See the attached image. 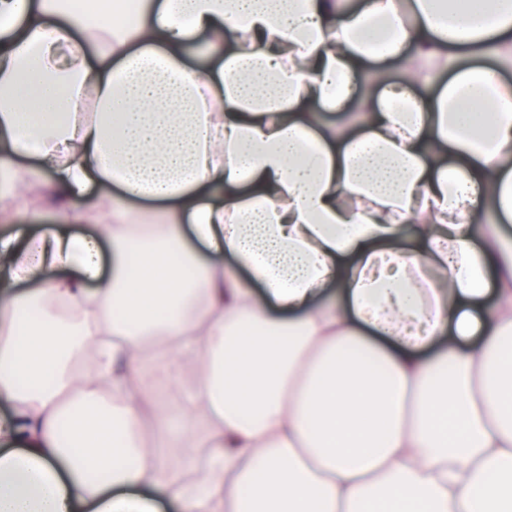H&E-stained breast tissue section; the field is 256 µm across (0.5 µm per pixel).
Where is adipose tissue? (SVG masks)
Listing matches in <instances>:
<instances>
[{
  "instance_id": "ef3b65f1",
  "label": "adipose tissue",
  "mask_w": 512,
  "mask_h": 512,
  "mask_svg": "<svg viewBox=\"0 0 512 512\" xmlns=\"http://www.w3.org/2000/svg\"><path fill=\"white\" fill-rule=\"evenodd\" d=\"M138 2L0 0V189L97 229L0 238V512H512V0Z\"/></svg>"
}]
</instances>
